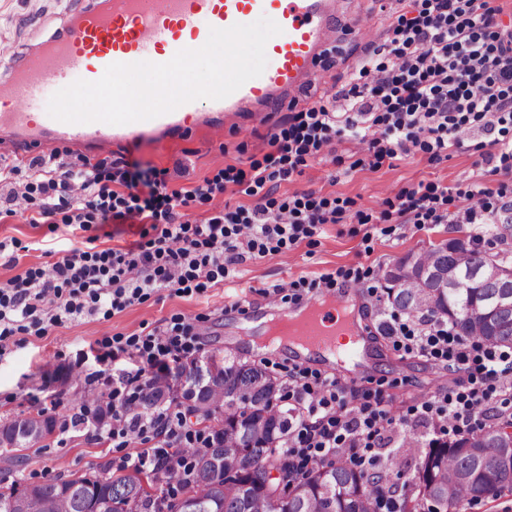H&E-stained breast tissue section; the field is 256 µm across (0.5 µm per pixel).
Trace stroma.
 <instances>
[{
  "instance_id": "obj_1",
  "label": "stroma",
  "mask_w": 512,
  "mask_h": 512,
  "mask_svg": "<svg viewBox=\"0 0 512 512\" xmlns=\"http://www.w3.org/2000/svg\"><path fill=\"white\" fill-rule=\"evenodd\" d=\"M421 0H346L345 16L358 17L370 31L362 39L341 33L321 61L319 80L298 101L272 112L249 117L227 116L216 130L188 129L179 136L158 140L149 136L136 143L109 148V155L127 156L142 167L159 169L183 165L185 176L173 178L172 187L191 186L214 177L227 167L249 169L268 152L267 134L274 125L287 124L289 117L314 104H329L336 91L354 81L361 66L372 58L386 39L389 24L399 15L415 16ZM77 0H0V75L7 74L18 53L37 45L63 27L77 8ZM491 138L474 130L466 148L449 150L447 157L430 160L420 150L398 155L382 166L372 167L363 146L342 139L331 140L309 159L301 174L272 185L274 197L284 198L313 190L328 198L351 200L353 206L336 224L320 225L316 233L292 248L262 257L245 258L232 265L223 282L203 292L182 293L172 288L155 289L143 301L123 311L84 315L64 321L43 336L18 333L0 339V423L21 414L36 412L61 403L71 413L83 411L86 388L111 389L114 380L135 371L136 363L123 358L105 366L98 356L113 338L143 336L166 328L175 318L195 323L203 338L201 350L184 358V365L198 360L231 358L261 364L280 380H287L296 361L283 351L243 349L238 327L268 305H282L280 289L292 282L312 280L339 271H368L363 280H343L363 325L377 329L382 320L385 292L377 276L379 267L395 264L405 255L451 238L482 237L494 251L512 253V226L500 224H415L406 216L387 211V200L403 189H425L433 185L451 199L449 213L466 206L465 191L473 184L497 187L512 184V173L492 171L481 161L491 152ZM372 215V224L359 223L357 212ZM146 231L142 224H100L91 232L51 229L47 224H29L21 216L0 219V285H7L30 268H51L61 249H129ZM375 371L358 379L362 389L391 395L387 406L395 424L389 445L380 449L387 457L406 436L418 439L415 448L402 453L404 478L416 472L419 457L429 436L419 417L409 409L428 400L448 383L447 372L432 368L421 358L397 351L385 338L376 342ZM140 443L116 447L111 438L96 435L86 423L56 430L45 447L21 450L19 458L0 457V479L33 484L54 479L94 475L101 469L118 472L125 456L142 451Z\"/></svg>"
}]
</instances>
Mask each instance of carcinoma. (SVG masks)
<instances>
[{"label": "carcinoma", "mask_w": 512, "mask_h": 512, "mask_svg": "<svg viewBox=\"0 0 512 512\" xmlns=\"http://www.w3.org/2000/svg\"><path fill=\"white\" fill-rule=\"evenodd\" d=\"M490 257L473 240L455 238L406 255L380 270L390 308L442 319L464 337L512 347V307L484 315L497 297L512 295V278H479ZM449 269L475 284L428 287L429 280ZM278 391V379L260 365L232 361L214 373L181 367L133 398L132 410L147 412L180 392L189 401L187 412L208 423L206 451L191 443L180 448L192 469L191 479L180 487L184 512H394L386 483L400 468L395 455L377 475L340 460L314 465L300 479L288 480L287 452L280 444L293 411L278 405ZM69 419L75 425L83 421L53 408L0 425V455L29 447ZM157 479L155 471L134 469L44 484H0V512H164L173 497L154 496L144 486ZM408 486L399 512H449L460 499L512 492V433L484 427L472 438L429 444Z\"/></svg>", "instance_id": "cac0c4a2"}]
</instances>
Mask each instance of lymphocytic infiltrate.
<instances>
[{"label": "lymphocytic infiltrate", "mask_w": 512, "mask_h": 512, "mask_svg": "<svg viewBox=\"0 0 512 512\" xmlns=\"http://www.w3.org/2000/svg\"><path fill=\"white\" fill-rule=\"evenodd\" d=\"M496 0H422L416 16L399 17L386 41L384 62L361 67L359 81L338 97L351 108L314 106L283 129L269 133V153L249 171L225 169L191 187L174 188L168 169H140L125 157L90 161L61 158L58 151L32 159L27 167L0 166V182L14 186L1 214L25 215L30 224H61L83 231L95 224L138 220L154 236L128 250H66L50 269L35 268L0 287V336L29 331L46 334L62 320L99 310L114 313L145 299L157 288L203 291L222 282L230 265L244 255L261 256L290 248L314 235L322 224H335L343 205L316 192L265 201L252 207L219 211L204 223L186 218L187 208L208 203L225 183L256 194L266 183L289 179L335 138L366 145L376 162L420 148L440 158L449 148L465 146L464 134L480 126L495 137V151L483 161L512 171V30H504ZM467 224H511L512 184L481 185L466 191ZM398 214L418 224L448 221V196L435 187L400 191ZM48 319H41V312ZM383 334L405 354L443 365L454 381L414 406L435 436L466 437L491 401L512 403V350L457 336L448 322L423 314L387 311ZM192 323L182 320L145 336L114 339L100 360L135 357L137 368L102 395L111 411L109 433L121 445L146 431L160 436L159 446L137 454L140 468L179 466V450L192 442L186 419L132 413L134 395L169 362L199 349ZM349 387L334 377L306 369L288 373V396L295 416L283 445L298 477L312 464L344 457L359 469L379 466L394 420L379 394L348 397Z\"/></svg>", "instance_id": "1"}]
</instances>
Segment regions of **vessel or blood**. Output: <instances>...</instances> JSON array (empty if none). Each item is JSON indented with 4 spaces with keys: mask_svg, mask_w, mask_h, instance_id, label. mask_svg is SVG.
<instances>
[{
    "mask_svg": "<svg viewBox=\"0 0 512 512\" xmlns=\"http://www.w3.org/2000/svg\"><path fill=\"white\" fill-rule=\"evenodd\" d=\"M340 5L341 0H86L62 34H51L29 49L0 79V146L22 157L58 142L100 149L179 133L191 123L212 128L227 114L272 111L317 81V63L336 35ZM263 16L282 29L266 44L265 70L224 99H198L124 125L65 123L39 106L48 83L92 82L114 63L163 64L179 50L202 47L210 29L250 24ZM344 307V298H320L282 309L280 316L291 319L307 358H333L358 367L368 350L363 332H354L348 344L335 341Z\"/></svg>",
    "mask_w": 512,
    "mask_h": 512,
    "instance_id": "vessel-or-blood-1",
    "label": "vessel or blood"
}]
</instances>
